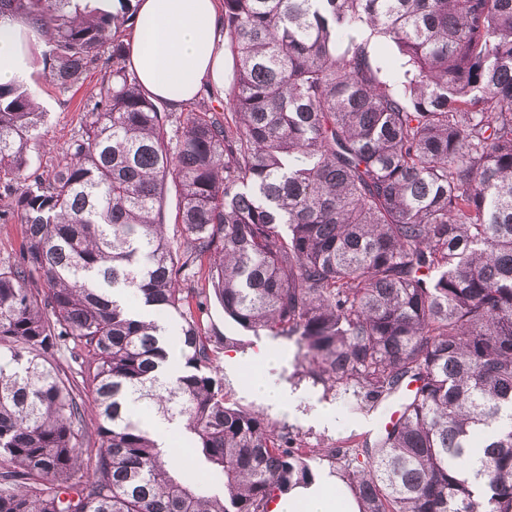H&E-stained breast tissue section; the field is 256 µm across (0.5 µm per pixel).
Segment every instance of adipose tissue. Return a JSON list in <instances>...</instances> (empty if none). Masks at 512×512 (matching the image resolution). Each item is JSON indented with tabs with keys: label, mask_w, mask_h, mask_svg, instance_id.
Returning a JSON list of instances; mask_svg holds the SVG:
<instances>
[{
	"label": "adipose tissue",
	"mask_w": 512,
	"mask_h": 512,
	"mask_svg": "<svg viewBox=\"0 0 512 512\" xmlns=\"http://www.w3.org/2000/svg\"><path fill=\"white\" fill-rule=\"evenodd\" d=\"M129 69L150 97L179 105L202 90L224 94V18L220 0H136ZM40 33L20 18L0 19V85H26L31 43ZM269 512H360L345 479L324 471L279 495Z\"/></svg>",
	"instance_id": "ef3b65f1"
}]
</instances>
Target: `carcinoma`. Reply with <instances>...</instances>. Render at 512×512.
I'll return each mask as SVG.
<instances>
[{"label": "carcinoma", "mask_w": 512, "mask_h": 512, "mask_svg": "<svg viewBox=\"0 0 512 512\" xmlns=\"http://www.w3.org/2000/svg\"><path fill=\"white\" fill-rule=\"evenodd\" d=\"M223 5L229 110L174 118L127 68L132 0H0L45 34L59 91L112 60L45 176L27 173L34 94L0 86L24 224L0 267V512H269L323 457L362 512H512V0ZM212 297L357 408L402 399L399 419L303 448L229 402ZM140 404L222 493L182 478Z\"/></svg>", "instance_id": "obj_1"}]
</instances>
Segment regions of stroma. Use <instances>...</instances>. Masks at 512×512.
<instances>
[{
	"mask_svg": "<svg viewBox=\"0 0 512 512\" xmlns=\"http://www.w3.org/2000/svg\"><path fill=\"white\" fill-rule=\"evenodd\" d=\"M100 77V71H88L72 90L62 93L46 81L44 75H37L34 89L43 110L42 141L28 153L29 172L47 173L53 164L65 158L69 143L80 130L85 107L93 101ZM204 327L210 335L232 338L233 343L225 353L240 357L234 372L224 376V391L228 397L259 411L275 426H288L305 447H353L364 438L374 437L390 414V404L386 401L370 410L351 411L347 394L313 383L293 341L235 328L217 302H210ZM263 348L276 355L273 367L265 372L266 377L290 386L297 395L293 412L264 405L253 389L244 384L250 367L248 355Z\"/></svg>",
	"mask_w": 512,
	"mask_h": 512,
	"instance_id": "obj_1",
	"label": "stroma"
}]
</instances>
